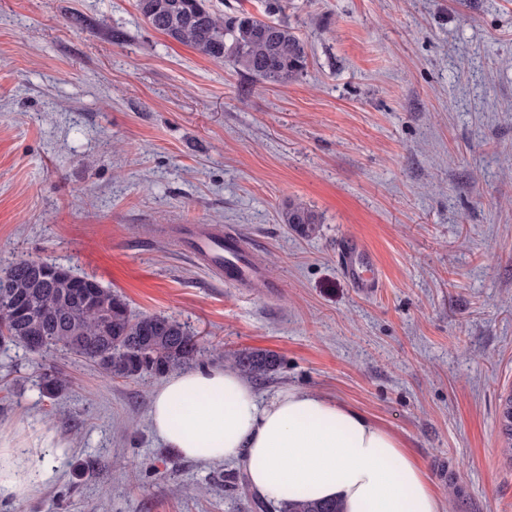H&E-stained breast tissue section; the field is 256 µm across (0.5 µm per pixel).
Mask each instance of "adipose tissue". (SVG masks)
<instances>
[{"label":"adipose tissue","mask_w":512,"mask_h":512,"mask_svg":"<svg viewBox=\"0 0 512 512\" xmlns=\"http://www.w3.org/2000/svg\"><path fill=\"white\" fill-rule=\"evenodd\" d=\"M150 424L167 447L201 463L234 461L264 500L335 502L343 512H445L418 459L390 430L313 391L260 397L234 367L167 376ZM71 443L30 418L0 425V498L21 504L65 463Z\"/></svg>","instance_id":"1"}]
</instances>
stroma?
<instances>
[{"mask_svg": "<svg viewBox=\"0 0 512 512\" xmlns=\"http://www.w3.org/2000/svg\"><path fill=\"white\" fill-rule=\"evenodd\" d=\"M308 67L272 85L149 26L137 0H0V271L40 259L200 333L206 367L270 350L259 394L320 392L398 435L447 512H512V0H282ZM322 217L304 238L288 203ZM234 230L280 284L239 288L179 243ZM356 237L382 286L352 288ZM69 388L41 398L37 376ZM157 379L0 346V424L72 443L0 512H253L238 464L153 434ZM499 434L502 438V453L512 462V390L500 398Z\"/></svg>", "mask_w": 512, "mask_h": 512, "instance_id": "1", "label": "stroma"}]
</instances>
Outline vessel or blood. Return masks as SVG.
I'll return each mask as SVG.
<instances>
[{
  "label": "vessel or blood",
  "instance_id": "vessel-or-blood-1",
  "mask_svg": "<svg viewBox=\"0 0 512 512\" xmlns=\"http://www.w3.org/2000/svg\"><path fill=\"white\" fill-rule=\"evenodd\" d=\"M185 249L198 261L223 273L226 282L238 287L276 288V281L258 266L240 237L210 227L188 234L183 239ZM342 272L352 287L361 293L373 294L380 286L375 262L366 245L350 239L340 257Z\"/></svg>",
  "mask_w": 512,
  "mask_h": 512
}]
</instances>
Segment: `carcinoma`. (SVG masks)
Listing matches in <instances>:
<instances>
[{
	"mask_svg": "<svg viewBox=\"0 0 512 512\" xmlns=\"http://www.w3.org/2000/svg\"><path fill=\"white\" fill-rule=\"evenodd\" d=\"M150 25L201 54L230 62L237 69L275 85L298 79L308 65L305 42L286 23H268L235 9L216 14L209 0H137ZM284 222L309 238L320 230L317 212L291 203ZM0 342L34 350L42 357L57 351L81 357L109 380L162 378L199 361L201 337L165 315H135L125 298L96 279L75 276L42 260L23 259L0 273ZM263 350L236 352L230 365L251 378L262 379L280 365ZM40 396L60 399L67 389L64 376L49 370L37 384ZM502 453L512 462V390L499 402ZM282 512H342L331 502L297 500Z\"/></svg>",
	"mask_w": 512,
	"mask_h": 512,
	"instance_id": "1",
	"label": "carcinoma"
}]
</instances>
